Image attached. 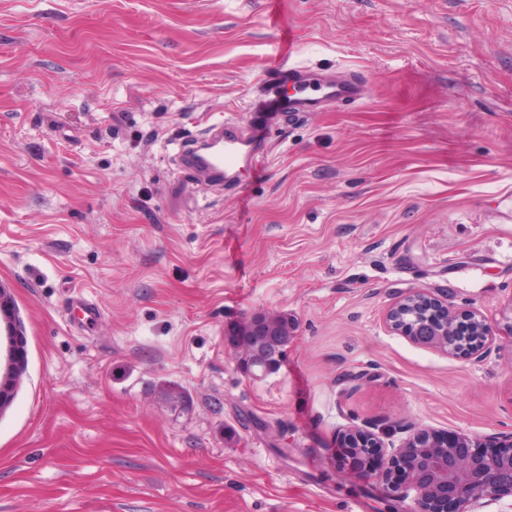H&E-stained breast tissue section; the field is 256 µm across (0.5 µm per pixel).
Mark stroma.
Wrapping results in <instances>:
<instances>
[{"mask_svg":"<svg viewBox=\"0 0 512 512\" xmlns=\"http://www.w3.org/2000/svg\"><path fill=\"white\" fill-rule=\"evenodd\" d=\"M264 2L0 0V512H414L343 429L512 437V0H282L370 98L285 119L249 198L195 191L173 141L243 110ZM412 289L487 317L480 362L390 329ZM267 313L295 331L250 374ZM294 325L286 315H257L239 325L230 336L239 349L243 367H255L265 373L275 371L291 338ZM258 364V365H257ZM21 349L16 346L13 363L1 375L0 378V412L3 411L9 404L14 393V386L21 373L20 365Z\"/></svg>","mask_w":512,"mask_h":512,"instance_id":"obj_1","label":"stroma"}]
</instances>
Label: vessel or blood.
Segmentation results:
<instances>
[{
    "label": "vessel or blood",
    "mask_w": 512,
    "mask_h": 512,
    "mask_svg": "<svg viewBox=\"0 0 512 512\" xmlns=\"http://www.w3.org/2000/svg\"><path fill=\"white\" fill-rule=\"evenodd\" d=\"M265 5L278 34V54L254 85L242 119L219 120L208 126L204 137L181 143V169L222 184H239L243 176L263 170L280 119L369 99L371 88L363 74L295 62L294 34L282 17L281 0H266Z\"/></svg>",
    "instance_id": "1"
}]
</instances>
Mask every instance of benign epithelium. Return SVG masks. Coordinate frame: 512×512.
Instances as JSON below:
<instances>
[{
  "label": "benign epithelium",
  "instance_id": "7a95c632",
  "mask_svg": "<svg viewBox=\"0 0 512 512\" xmlns=\"http://www.w3.org/2000/svg\"><path fill=\"white\" fill-rule=\"evenodd\" d=\"M389 327L410 341L439 348L452 356L479 361L492 340L486 317L477 310L457 312L432 294L412 290L387 311ZM21 349L15 348L12 365L0 376V412L9 404L21 373ZM343 439L348 454L368 464L375 455L384 466L374 476L391 497L403 488L417 494V512H467L466 506L484 499L512 495V439L485 455L469 437L458 434L447 443L427 428H414L402 448L387 452L380 437L368 427L353 426Z\"/></svg>",
  "mask_w": 512,
  "mask_h": 512
}]
</instances>
